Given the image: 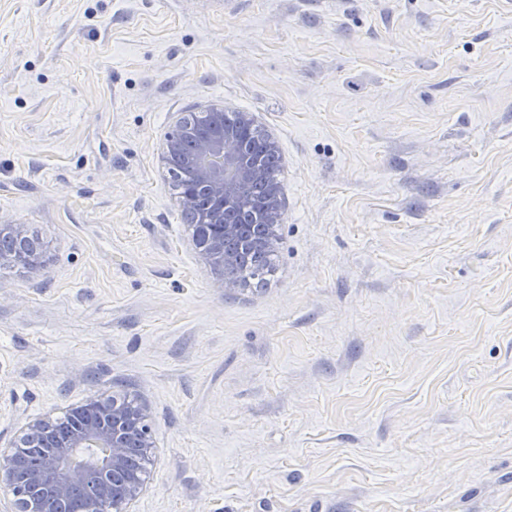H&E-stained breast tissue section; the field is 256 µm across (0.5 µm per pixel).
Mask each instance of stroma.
<instances>
[{
  "label": "stroma",
  "mask_w": 512,
  "mask_h": 512,
  "mask_svg": "<svg viewBox=\"0 0 512 512\" xmlns=\"http://www.w3.org/2000/svg\"><path fill=\"white\" fill-rule=\"evenodd\" d=\"M251 113L263 283L195 251L176 118ZM0 446L101 396L133 512H512V0H0ZM11 243L13 249L0 248V266L25 265L28 267L41 266L43 263V245L39 240L27 234L25 225L1 224L0 243Z\"/></svg>",
  "instance_id": "1"
}]
</instances>
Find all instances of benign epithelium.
Segmentation results:
<instances>
[{
  "instance_id": "obj_1",
  "label": "benign epithelium",
  "mask_w": 512,
  "mask_h": 512,
  "mask_svg": "<svg viewBox=\"0 0 512 512\" xmlns=\"http://www.w3.org/2000/svg\"><path fill=\"white\" fill-rule=\"evenodd\" d=\"M202 115L211 118L207 130L182 120L164 146L168 167L182 164L190 170V180L178 193L179 206L190 212L201 191L229 202L262 180L261 165L249 154L244 139L246 130L254 126L252 116L244 112L239 124L226 126L222 107L210 106ZM262 214V223L251 234L239 217L223 208L198 216L209 230L192 243L209 266L224 275V287L237 286L230 270L242 257L274 249L276 227L282 220L279 187L265 186ZM5 242L14 248H0L1 267L42 265L43 245L27 234L25 225L1 224L0 243ZM39 439L49 451L20 482L15 449ZM154 447L144 406L120 396L91 399L70 411L68 426H60V420L51 416L37 418L28 422L17 441L0 448V490L11 497V512H57L92 474L95 489L83 512H132L131 505L146 486Z\"/></svg>"
}]
</instances>
